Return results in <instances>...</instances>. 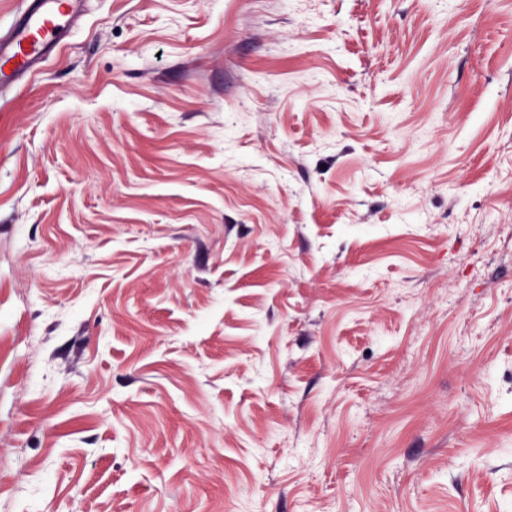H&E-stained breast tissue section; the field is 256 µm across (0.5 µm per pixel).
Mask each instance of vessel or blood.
<instances>
[{
  "instance_id": "vessel-or-blood-1",
  "label": "vessel or blood",
  "mask_w": 512,
  "mask_h": 512,
  "mask_svg": "<svg viewBox=\"0 0 512 512\" xmlns=\"http://www.w3.org/2000/svg\"><path fill=\"white\" fill-rule=\"evenodd\" d=\"M83 0H21L0 30V87L23 82L79 20Z\"/></svg>"
}]
</instances>
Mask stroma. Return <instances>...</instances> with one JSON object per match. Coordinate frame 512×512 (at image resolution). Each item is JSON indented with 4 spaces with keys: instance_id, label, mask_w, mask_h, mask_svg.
I'll return each mask as SVG.
<instances>
[{
    "instance_id": "35a3bbf8",
    "label": "stroma",
    "mask_w": 512,
    "mask_h": 512,
    "mask_svg": "<svg viewBox=\"0 0 512 512\" xmlns=\"http://www.w3.org/2000/svg\"><path fill=\"white\" fill-rule=\"evenodd\" d=\"M0 512H512V0H85L0 93Z\"/></svg>"
}]
</instances>
